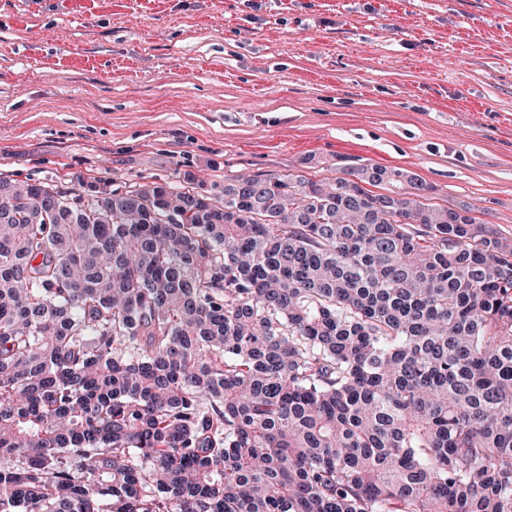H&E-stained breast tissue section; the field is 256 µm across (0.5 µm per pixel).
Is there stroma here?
<instances>
[{
	"instance_id": "stroma-1",
	"label": "stroma",
	"mask_w": 512,
	"mask_h": 512,
	"mask_svg": "<svg viewBox=\"0 0 512 512\" xmlns=\"http://www.w3.org/2000/svg\"><path fill=\"white\" fill-rule=\"evenodd\" d=\"M409 170L512 236V0H0V172Z\"/></svg>"
}]
</instances>
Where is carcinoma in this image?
<instances>
[{
    "label": "carcinoma",
    "instance_id": "carcinoma-1",
    "mask_svg": "<svg viewBox=\"0 0 512 512\" xmlns=\"http://www.w3.org/2000/svg\"><path fill=\"white\" fill-rule=\"evenodd\" d=\"M87 187L0 175V512H512V239L369 163Z\"/></svg>",
    "mask_w": 512,
    "mask_h": 512
}]
</instances>
